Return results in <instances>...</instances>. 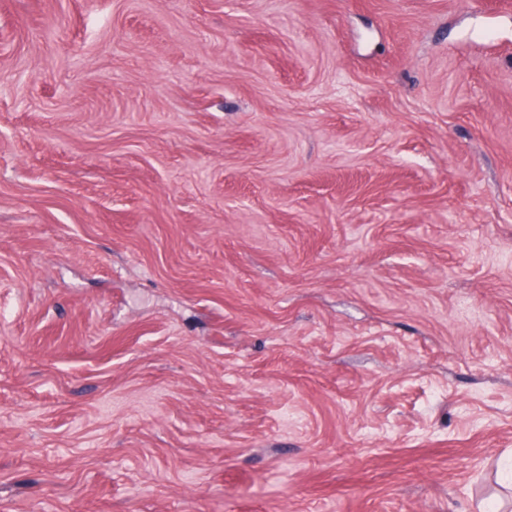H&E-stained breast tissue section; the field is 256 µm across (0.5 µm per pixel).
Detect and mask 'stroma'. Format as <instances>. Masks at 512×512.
I'll return each mask as SVG.
<instances>
[{"mask_svg":"<svg viewBox=\"0 0 512 512\" xmlns=\"http://www.w3.org/2000/svg\"><path fill=\"white\" fill-rule=\"evenodd\" d=\"M512 502V0H0V512Z\"/></svg>","mask_w":512,"mask_h":512,"instance_id":"1","label":"stroma"}]
</instances>
